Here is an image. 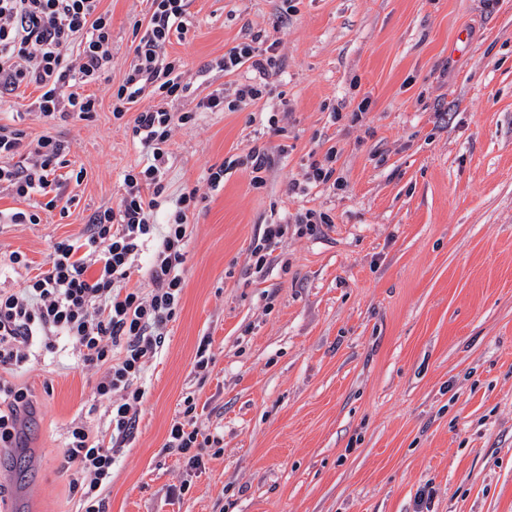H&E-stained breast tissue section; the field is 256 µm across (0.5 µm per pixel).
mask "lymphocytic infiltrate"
<instances>
[{
    "label": "lymphocytic infiltrate",
    "instance_id": "lymphocytic-infiltrate-1",
    "mask_svg": "<svg viewBox=\"0 0 512 512\" xmlns=\"http://www.w3.org/2000/svg\"><path fill=\"white\" fill-rule=\"evenodd\" d=\"M101 0H0V101L21 86L39 95L29 110L50 119H91L98 102L87 86L112 67V21ZM193 26L189 0H150L146 18L133 24L132 62L112 92V116L146 152L145 164L124 172L117 202L92 212L81 229L57 241L46 266L32 267L25 254L9 256L18 279L0 289V447H10L33 407L29 389L14 382L33 348L57 353L68 344L76 364L97 372L95 394L104 404L109 430L98 433L87 421L74 423L63 456L76 468L73 490L78 512H105L102 492L112 480L121 448L134 437L146 396V370L159 355L168 324L179 307L187 260L189 217L203 197L198 189L164 200L160 166L175 127L190 124L195 111L174 112L169 101L189 96L184 63L169 57L171 40H185ZM232 74L250 66L252 81L234 98L213 91L195 110L235 112L263 98L282 68L276 43L257 34L218 60ZM271 166L266 147L255 145L235 159L210 168L207 185L224 186L229 170L249 171L253 187L265 185ZM70 169L62 141L45 134L26 142L25 132L0 123V190L19 200L0 210L1 224H37L43 212L68 216L74 198L68 181L82 180ZM313 209L272 219L251 250L263 271L288 233L313 234L330 223ZM219 433L200 428L197 403L185 397L171 425L167 451L186 467L201 469L204 453L219 449Z\"/></svg>",
    "mask_w": 512,
    "mask_h": 512
}]
</instances>
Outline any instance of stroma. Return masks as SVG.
<instances>
[{"instance_id": "35a3bbf8", "label": "stroma", "mask_w": 512, "mask_h": 512, "mask_svg": "<svg viewBox=\"0 0 512 512\" xmlns=\"http://www.w3.org/2000/svg\"><path fill=\"white\" fill-rule=\"evenodd\" d=\"M149 0H103L112 68L89 91L92 120L28 114V87L0 113L21 112L29 138L67 144L81 183L69 217L0 227L11 252L44 265L55 242L122 193L144 154L112 118V90L131 62L132 24ZM192 0L194 27L167 45L194 74V98L233 96L248 68L215 63L253 33L284 60L270 95L236 112H196L175 128L165 194L198 188L185 287L134 440L105 489L106 512H512V0ZM286 99L279 130L264 114ZM368 112L357 113L362 99ZM342 114L333 121L332 110ZM274 152L264 188L241 169L207 188L209 168L252 145ZM287 154H278L279 145ZM335 147L336 175L297 194L309 154ZM327 213L289 235L264 275L251 249L271 213ZM210 340L207 378L194 370ZM36 409L20 446L0 450L8 512H74L63 458L72 421L105 429L96 377L37 358L17 378ZM221 427L223 451L187 474L164 451L186 396ZM189 481L185 495L171 488Z\"/></svg>"}]
</instances>
